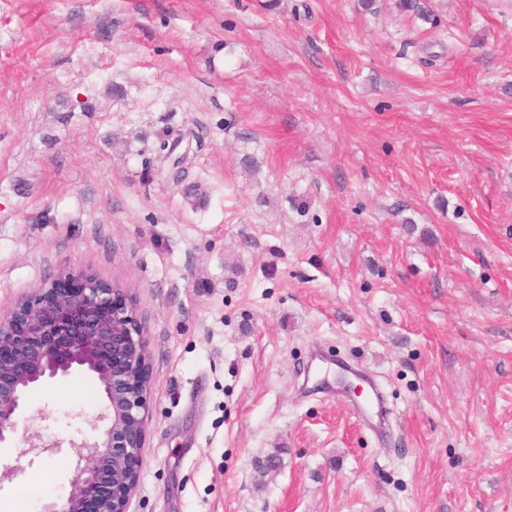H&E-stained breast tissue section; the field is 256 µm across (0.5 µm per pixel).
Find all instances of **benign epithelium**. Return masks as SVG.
<instances>
[{
  "label": "benign epithelium",
  "mask_w": 512,
  "mask_h": 512,
  "mask_svg": "<svg viewBox=\"0 0 512 512\" xmlns=\"http://www.w3.org/2000/svg\"><path fill=\"white\" fill-rule=\"evenodd\" d=\"M91 374L108 427L77 448L65 503L41 512H127L150 417L151 368L135 304L122 289L82 273L21 301L0 319V446L25 400L47 379Z\"/></svg>",
  "instance_id": "obj_1"
}]
</instances>
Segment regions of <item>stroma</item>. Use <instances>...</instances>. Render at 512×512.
Listing matches in <instances>:
<instances>
[{
	"label": "stroma",
	"mask_w": 512,
	"mask_h": 512,
	"mask_svg": "<svg viewBox=\"0 0 512 512\" xmlns=\"http://www.w3.org/2000/svg\"><path fill=\"white\" fill-rule=\"evenodd\" d=\"M267 2L0 0V315L70 272L132 296L128 512H512V0ZM104 407L30 396L0 512L62 503Z\"/></svg>",
	"instance_id": "35a3bbf8"
}]
</instances>
